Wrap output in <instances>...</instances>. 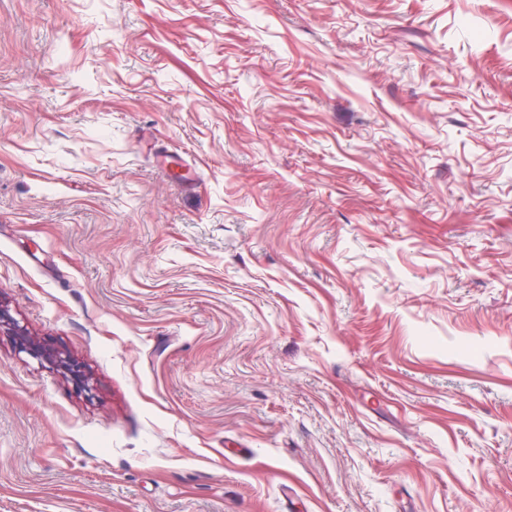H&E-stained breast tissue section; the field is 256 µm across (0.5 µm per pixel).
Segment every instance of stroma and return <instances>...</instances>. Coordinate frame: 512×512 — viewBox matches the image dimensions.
<instances>
[{
	"mask_svg": "<svg viewBox=\"0 0 512 512\" xmlns=\"http://www.w3.org/2000/svg\"><path fill=\"white\" fill-rule=\"evenodd\" d=\"M0 300V512H512V4L0 0ZM12 336L20 352H25L33 358L54 365L60 372L72 377L82 385L87 384V378L75 370L69 358L62 352L40 343L31 335L28 329L11 315L8 305L0 300V334Z\"/></svg>",
	"mask_w": 512,
	"mask_h": 512,
	"instance_id": "35a3bbf8",
	"label": "stroma"
}]
</instances>
